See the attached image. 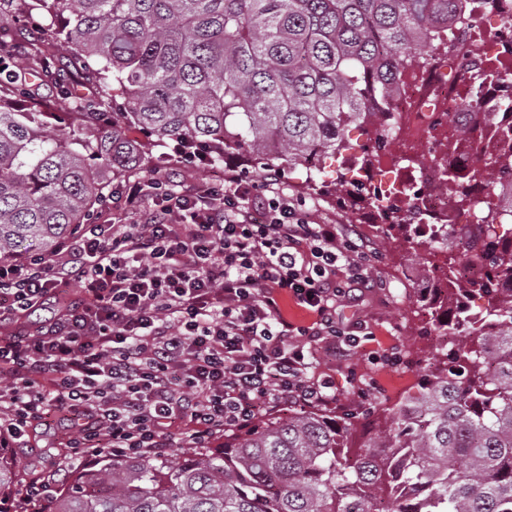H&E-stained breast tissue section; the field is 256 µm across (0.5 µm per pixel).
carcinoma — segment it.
I'll return each mask as SVG.
<instances>
[{"label": "carcinoma", "instance_id": "cac0c4a2", "mask_svg": "<svg viewBox=\"0 0 512 512\" xmlns=\"http://www.w3.org/2000/svg\"><path fill=\"white\" fill-rule=\"evenodd\" d=\"M462 0H31L50 19L42 44L0 62V261L26 241L50 253L88 221L113 178L143 163L125 135L222 162L240 153L267 172H307V187L346 149L345 129L369 135L373 103L385 104L403 70L425 69L448 45V20L466 27ZM57 48L79 65L97 99L69 112L38 96L27 77L54 82ZM0 50L15 52L0 42ZM512 178V147L483 149L436 188L480 206L474 240L403 239L427 276L465 261L480 282L448 283L485 299L468 320L456 302L430 306L440 352L417 392L380 408L377 430L348 447L349 417L308 408L224 437L219 450L183 448L165 458L110 459L71 477L45 512H512V214L480 185ZM399 217L373 229L397 241ZM22 470L0 451V502Z\"/></svg>", "mask_w": 512, "mask_h": 512}]
</instances>
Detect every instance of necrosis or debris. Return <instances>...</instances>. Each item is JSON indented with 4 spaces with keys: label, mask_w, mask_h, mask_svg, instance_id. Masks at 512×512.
I'll return each instance as SVG.
<instances>
[{
    "label": "necrosis or debris",
    "mask_w": 512,
    "mask_h": 512,
    "mask_svg": "<svg viewBox=\"0 0 512 512\" xmlns=\"http://www.w3.org/2000/svg\"><path fill=\"white\" fill-rule=\"evenodd\" d=\"M471 27L463 43L437 54L427 69H407L398 88L373 118L386 147L371 165L344 160L367 189L379 192L378 207L410 218L412 238L441 239L461 224H478L482 213L460 208L435 191L440 161L468 166L475 148L512 141V0H467ZM457 113L470 131L461 138L449 125ZM495 113L486 124L484 113ZM430 150L433 164L414 167L404 159Z\"/></svg>",
    "instance_id": "obj_1"
}]
</instances>
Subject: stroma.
I'll return each mask as SVG.
<instances>
[{
  "instance_id": "stroma-1",
  "label": "stroma",
  "mask_w": 512,
  "mask_h": 512,
  "mask_svg": "<svg viewBox=\"0 0 512 512\" xmlns=\"http://www.w3.org/2000/svg\"><path fill=\"white\" fill-rule=\"evenodd\" d=\"M145 160L137 169L115 179L111 190L121 194L126 184L148 183L159 177L168 189L177 194L193 193L204 186L223 182L225 174L235 173L260 180L261 175L238 158L221 163H189L180 159L159 162L163 147L143 144ZM335 167H327L323 175L333 191L319 195L304 189L302 170L281 172L278 187L313 221L338 224L351 231L370 253L373 264V282L359 296L336 305V317L343 324L362 322L373 333L374 339L364 348L351 349L347 356L321 357L310 375L331 378L340 395L337 410L355 408L352 421L354 439L371 434L374 428V408L393 404L413 392L419 371L416 361L432 355L437 347L436 336L431 335L426 317L418 310L417 298L422 281L408 259L406 247L384 240L371 225L362 223L359 212L337 205V197L346 195L347 185L336 182ZM64 425L54 422L40 425L30 432L34 445L28 461L34 469L51 472L65 467L58 437Z\"/></svg>"
}]
</instances>
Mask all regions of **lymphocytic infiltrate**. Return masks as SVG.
Masks as SVG:
<instances>
[{"label": "lymphocytic infiltrate", "instance_id": "f902f5d3", "mask_svg": "<svg viewBox=\"0 0 512 512\" xmlns=\"http://www.w3.org/2000/svg\"><path fill=\"white\" fill-rule=\"evenodd\" d=\"M227 174L169 193L163 179L113 200L134 224H82L48 255L0 264V444L28 447L50 415L70 420L66 465L168 456L174 434L208 448L291 403L328 407L336 386L311 378L314 349H338V299L369 287L364 249L276 191ZM163 196L144 212V189ZM49 326L23 319L45 297ZM293 299L314 313L288 319Z\"/></svg>", "mask_w": 512, "mask_h": 512}]
</instances>
